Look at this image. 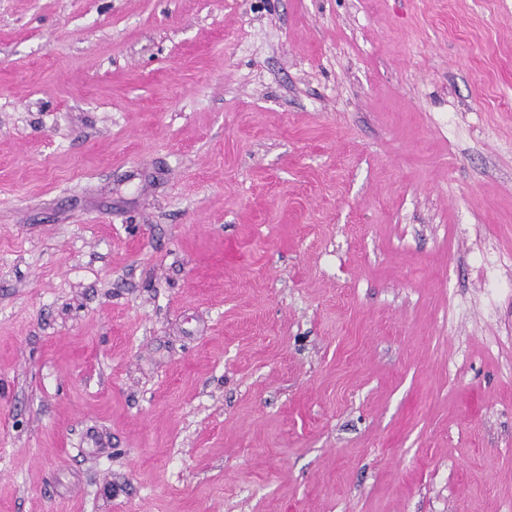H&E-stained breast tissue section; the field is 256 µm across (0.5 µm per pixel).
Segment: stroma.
I'll use <instances>...</instances> for the list:
<instances>
[{"label": "stroma", "instance_id": "35a3bbf8", "mask_svg": "<svg viewBox=\"0 0 512 512\" xmlns=\"http://www.w3.org/2000/svg\"><path fill=\"white\" fill-rule=\"evenodd\" d=\"M0 512H512V0H0Z\"/></svg>", "mask_w": 512, "mask_h": 512}]
</instances>
